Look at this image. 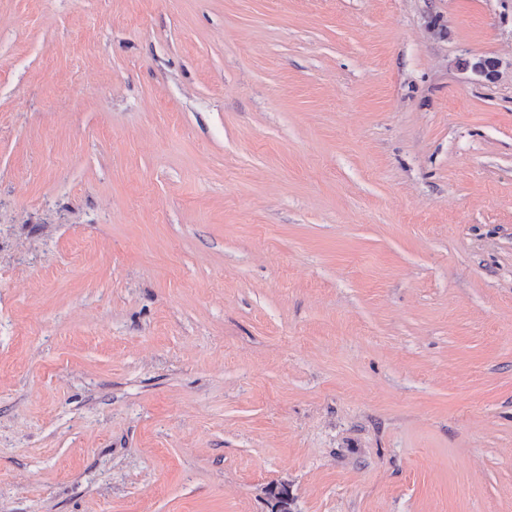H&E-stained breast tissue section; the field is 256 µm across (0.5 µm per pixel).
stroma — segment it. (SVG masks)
<instances>
[{"instance_id":"obj_1","label":"stroma","mask_w":512,"mask_h":512,"mask_svg":"<svg viewBox=\"0 0 512 512\" xmlns=\"http://www.w3.org/2000/svg\"><path fill=\"white\" fill-rule=\"evenodd\" d=\"M280 484L512 512V0H0V512Z\"/></svg>"}]
</instances>
